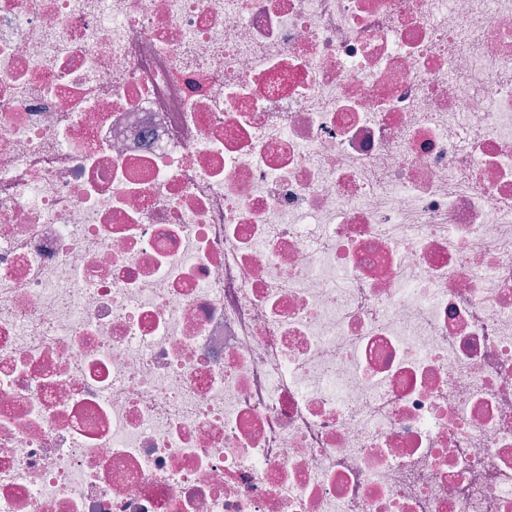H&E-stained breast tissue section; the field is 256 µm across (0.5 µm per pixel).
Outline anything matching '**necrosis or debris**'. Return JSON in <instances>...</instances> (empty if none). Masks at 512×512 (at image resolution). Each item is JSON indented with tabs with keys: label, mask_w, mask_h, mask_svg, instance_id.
<instances>
[{
	"label": "necrosis or debris",
	"mask_w": 512,
	"mask_h": 512,
	"mask_svg": "<svg viewBox=\"0 0 512 512\" xmlns=\"http://www.w3.org/2000/svg\"><path fill=\"white\" fill-rule=\"evenodd\" d=\"M0 512H512V0H0Z\"/></svg>",
	"instance_id": "4bbe7bcc"
}]
</instances>
